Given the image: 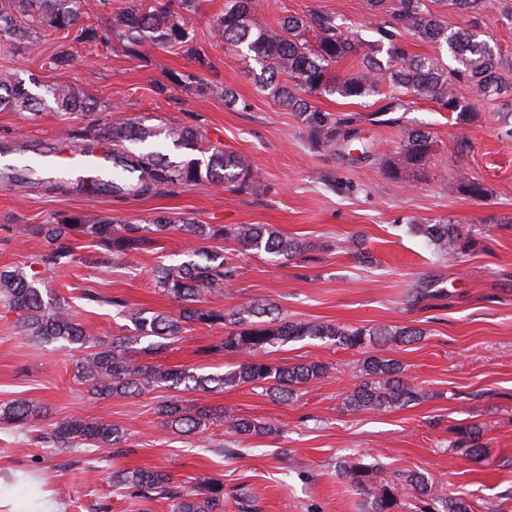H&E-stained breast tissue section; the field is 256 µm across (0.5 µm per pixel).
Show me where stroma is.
<instances>
[{"instance_id": "stroma-1", "label": "stroma", "mask_w": 512, "mask_h": 512, "mask_svg": "<svg viewBox=\"0 0 512 512\" xmlns=\"http://www.w3.org/2000/svg\"><path fill=\"white\" fill-rule=\"evenodd\" d=\"M126 0H81L84 24L97 27L100 41L78 44L46 28L38 29V52L26 44L0 46V73L12 72L38 84H72L97 107L93 117L74 113L68 122L53 114L0 108V153L18 160L40 147L61 148V129L142 118L150 125H193L207 139L242 155L254 173L249 190L234 192L209 185H177L142 199H118L71 184L69 192L42 184L0 183V268L40 274L52 293L71 298L78 321L91 336L129 335L132 323L109 306H89L80 298L92 289L120 296L131 311L176 314L179 304L153 285L161 265L182 261L185 237L172 232L132 263L99 267L87 263L93 252L80 243L79 263L49 272L40 261L43 245L33 233L69 215H91L138 222L163 213L201 224H267L301 241L322 243L281 263L264 253L245 251L231 240L209 247L234 267L232 285L204 293L208 306L248 304L256 298L275 302L282 317L328 322L341 327L415 326L421 341L395 347L405 376L423 392L415 404L373 413L352 411L346 397L360 380L361 352L306 339L272 348L267 359L281 366L306 361L327 365L324 377L301 386L282 402L265 389L240 385L212 392H184L188 409H221L275 426L274 436L232 438L223 425L207 424L185 435L165 427L158 407L171 392L155 388L138 396L91 400L75 377L82 354L39 344L21 331L18 316L0 307V404L34 398L47 409L43 420L23 429H0V512H32L48 498L62 512H171L168 502L122 495L111 482L123 468L163 470L175 481L192 484L206 473L224 483V512H243L238 499L247 491L256 512H360L361 497L338 475L344 457L379 463V476L425 473L433 489L465 497L471 512H512V104L507 99L475 101L478 116L458 125L455 114L428 99L395 112L394 122L372 115L384 97L343 99L313 96L311 103L330 117L354 115L370 146L369 159L311 148L305 125L295 112L261 91L244 57L212 37L209 22L224 13L225 0H200L188 28L194 44L214 64L198 70L175 48L144 45L140 58L127 57L109 30V21ZM259 17L276 24L283 11L316 9L361 26L372 14L370 0H257ZM481 40L512 61V0H490L477 29ZM73 57L66 68L54 58ZM199 74L205 94H161L171 75ZM240 100L224 102L225 90ZM425 126L437 143L412 186L391 179L378 163L398 152L406 128ZM466 135L469 153L458 154L455 141ZM467 172L488 190L477 200L460 193L457 179ZM460 225L477 245L458 262L438 260L422 237L408 233L410 222ZM435 281L437 297L411 302L415 288ZM223 327L192 324L182 340L157 356V363L179 365L199 374L222 373L241 362L238 354H209ZM80 414L122 429L129 452L115 457L94 450L95 471L74 463L41 442L51 424ZM480 425L482 459L455 457L450 444L457 432ZM235 455L218 454V445Z\"/></svg>"}]
</instances>
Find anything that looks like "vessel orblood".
<instances>
[{
	"label": "vessel or blood",
	"mask_w": 512,
	"mask_h": 512,
	"mask_svg": "<svg viewBox=\"0 0 512 512\" xmlns=\"http://www.w3.org/2000/svg\"><path fill=\"white\" fill-rule=\"evenodd\" d=\"M35 166L47 175L63 174L86 184H94L111 179L112 150L104 143L91 152L79 149L68 153L59 149L46 150L39 153Z\"/></svg>",
	"instance_id": "vessel-or-blood-1"
}]
</instances>
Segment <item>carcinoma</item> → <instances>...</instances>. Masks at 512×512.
<instances>
[{"label": "carcinoma", "instance_id": "1", "mask_svg": "<svg viewBox=\"0 0 512 512\" xmlns=\"http://www.w3.org/2000/svg\"><path fill=\"white\" fill-rule=\"evenodd\" d=\"M443 0H396V6L383 9L384 0H371L375 40L363 39L347 20L334 14L308 9L286 14L276 25L259 21L254 0H229L224 14L213 21V37L233 47L245 49L244 58L252 60L259 70L252 71L262 91L276 102L293 109L303 117L309 129V141L316 150L342 148L350 150L360 141L352 128L351 118L332 120L314 108L308 96L337 94L346 99H359L388 93L385 112L406 110L413 99L430 98L442 108L456 114L458 123L475 120L471 106L450 86L463 82L477 94L486 97L512 95V84L502 77L503 61L488 45L464 31H448V25L431 5ZM488 0H454L461 11L477 18L487 8ZM79 0H13V9L0 10V39H17L33 45L31 26L40 24L55 31L74 33L83 43L99 40L98 30L76 27ZM197 0H129L112 14V34L132 57L147 43L178 47L197 66H211L193 45L186 15L196 13ZM410 34L423 42L445 45L459 67L451 69L440 55H414L405 48L403 35ZM362 53V66L355 72L336 71L346 58ZM58 114L89 111L92 100L69 84L46 87ZM43 103L25 81L12 73L0 74V107L31 110ZM69 139L81 141L91 150L106 141L112 145V163L118 166L114 180L96 185L100 193L118 198H143L161 194L165 189L185 183L207 184L230 190L249 188L253 173L247 161L234 152L210 145L202 146L203 134L191 125L156 127L142 120H126L109 125L90 123L80 131L65 130ZM169 141L177 150L198 151L207 159L175 160L169 154L151 148L159 138ZM436 142L430 132L408 128L403 132L400 151L379 160L387 175L405 184L423 170ZM460 191L481 200L487 196L483 181L462 174ZM412 232L425 238L434 254L456 260L474 246L455 224H413ZM180 231L195 241L185 249L186 260L178 265L159 266L154 271V285L166 296L181 303L178 314L126 312L128 302L122 297L104 296L85 289L80 299L88 304L107 305L127 315L135 325L136 335L103 339L85 333L68 299L58 295L50 301L43 298L38 284L41 278L16 270H0V304L19 314L26 336L39 343H63L85 351L76 366V377L88 386L95 399L112 396L139 395L154 387H167L175 392L214 391L242 384L264 386L280 398H289L296 387L325 375L328 367L318 361L294 367L275 366L265 360L269 349L283 343L306 338L330 342L345 349L368 346L386 347L421 340L417 327L362 326L344 328L326 322L279 318L275 305L257 298L241 308H206L201 305L203 292L222 293L234 277V270L224 255L210 250L206 243L215 239L236 242L246 250H256L276 260H289L297 255L322 249L314 242H302L283 236L264 224H232L217 226L196 224L189 219L158 215L144 224H118L110 218L73 216L58 224H39L33 233L41 238V263L55 271L82 261L77 242L87 239L95 247L96 258L90 263L105 265L116 261L131 263V258L156 244V236ZM189 324L208 327L224 326L221 342L206 353L230 352L246 355L238 366L223 374H197L188 368H167L136 359L139 354L162 350L181 340ZM154 337L149 348L135 350L134 344ZM362 380L347 397L353 411L381 412L407 407L422 397L419 388L403 378L404 369L394 358L370 355L360 365ZM43 404L33 399H20L0 406V424L25 427L40 420ZM165 425L182 433H194L209 421H217L234 436L251 437L278 433V429L259 420L224 415L222 410L190 411L173 399L159 408ZM61 453L91 452L93 448L125 451L120 431L109 423L72 415L52 425L41 436ZM461 458L481 455V429L466 427L452 443ZM338 475L350 480L365 496L363 512H397L410 497H426L439 505L435 512H470L462 496L436 494L422 473L409 472L394 480L379 481L376 465L360 460H345ZM112 485L123 493L148 500L169 502L171 512H224V483L209 475L194 478L190 486L175 482L162 470L119 469L112 472Z\"/></svg>", "mask_w": 512, "mask_h": 512}]
</instances>
